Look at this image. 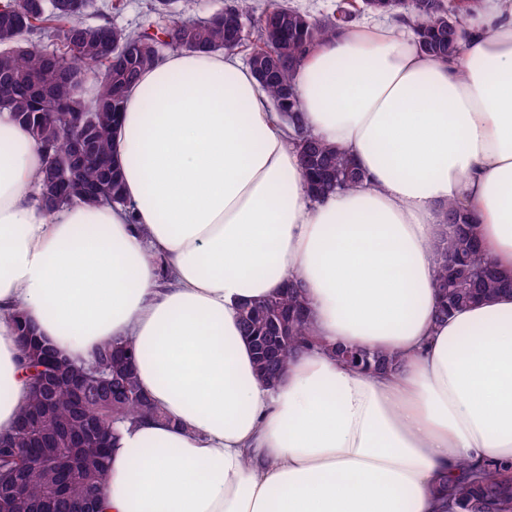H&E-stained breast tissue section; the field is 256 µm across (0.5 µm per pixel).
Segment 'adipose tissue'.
<instances>
[{
  "instance_id": "adipose-tissue-1",
  "label": "adipose tissue",
  "mask_w": 512,
  "mask_h": 512,
  "mask_svg": "<svg viewBox=\"0 0 512 512\" xmlns=\"http://www.w3.org/2000/svg\"><path fill=\"white\" fill-rule=\"evenodd\" d=\"M292 82L356 187L311 200L292 127L231 53H168L128 89L123 206L47 207L43 154L0 113V430L29 398L20 312L77 362L132 342L168 416L119 431L100 512H441L464 463L512 465V294L441 319L433 288L451 202L512 273V0L477 13L454 61L406 25L357 23ZM291 280L316 343L269 386L239 308ZM340 346L399 363L361 372Z\"/></svg>"
}]
</instances>
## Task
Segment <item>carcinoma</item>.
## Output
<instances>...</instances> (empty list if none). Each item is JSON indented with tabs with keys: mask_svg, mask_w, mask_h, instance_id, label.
<instances>
[{
	"mask_svg": "<svg viewBox=\"0 0 512 512\" xmlns=\"http://www.w3.org/2000/svg\"><path fill=\"white\" fill-rule=\"evenodd\" d=\"M154 0L151 10L169 17L159 42L146 31L118 29L108 23L86 27L63 9L58 0H44L43 8L20 18L25 0H0V112H8L41 148L44 158H54V171L43 164L39 176L41 196L66 205L73 199L99 204L95 195L74 192L77 183L103 185L112 195V205H125L120 165L114 158V134L125 108V93L140 73L160 58L159 47L169 51L202 50L235 52L249 50V65L266 91L273 109L294 127L292 144L300 155L301 175L311 196L324 198L348 190L363 181V174L344 152L314 137L299 123V106L292 73L304 55L318 43L336 36L356 15L372 9L367 0H342L336 13L326 20L282 3L262 9L256 19L257 36L246 43V21L254 12L253 0H232L224 8V20L216 15L190 14L192 0ZM408 21L424 54L436 59H454L465 50L463 17L453 0H412ZM54 37L65 46L52 56L32 46V36ZM96 73L101 87L87 102L81 95L88 75ZM89 144L95 159L74 156L76 140ZM443 223L451 232L436 245L439 272L434 283L442 316L462 306L512 290V277L498 270L482 254L473 231L474 220L450 203ZM310 309L305 290L296 282L240 307L243 336L261 341L282 332L288 341L276 345L266 358L254 355L257 377L274 383L288 366L291 355L312 336L311 319L301 317ZM41 349L23 351L20 363L28 377L39 373ZM336 356L367 372L392 366L396 359L348 347H336ZM135 346L126 340L100 345L89 361L55 360L54 369L75 374L94 363L112 377V391L87 394L92 417L73 411L67 394L59 389L34 392L21 409L18 421L40 418L37 429L17 439L11 448L0 447V478L17 479L23 495L9 499V512H60L64 503L56 499L63 487L67 499H82L93 507L105 490L108 448H73L69 437L88 426L116 435L120 425L140 419L162 418L141 391L135 371ZM62 454L75 466L56 470L40 459ZM444 512H503L512 505V477L492 469L480 470L478 479L444 490Z\"/></svg>",
	"mask_w": 512,
	"mask_h": 512,
	"instance_id": "1",
	"label": "carcinoma"
}]
</instances>
